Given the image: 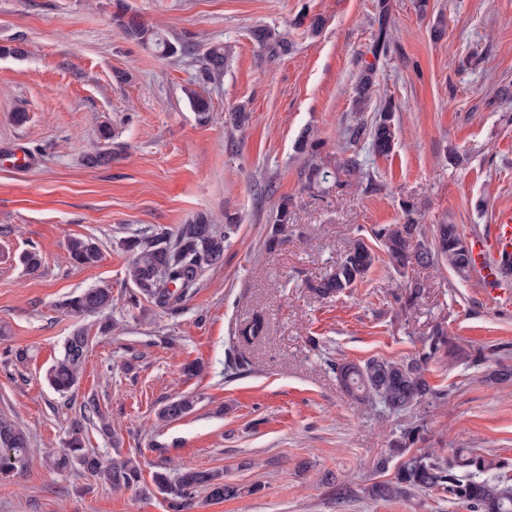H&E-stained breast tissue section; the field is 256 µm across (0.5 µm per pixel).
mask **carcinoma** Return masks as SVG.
I'll return each instance as SVG.
<instances>
[{
	"label": "carcinoma",
	"mask_w": 512,
	"mask_h": 512,
	"mask_svg": "<svg viewBox=\"0 0 512 512\" xmlns=\"http://www.w3.org/2000/svg\"><path fill=\"white\" fill-rule=\"evenodd\" d=\"M378 29L375 51L386 48L388 42L387 6L377 3ZM113 20L126 38L154 49L163 58H171L188 50L185 44H175L162 33L146 25L138 16L120 8ZM256 39L274 54L286 55L291 49L288 39L274 28L256 30ZM224 70V47H212L206 54L205 72L219 74ZM374 71H363L356 86L355 106L366 108L370 101ZM185 95L199 120L208 121L210 105L196 91L187 88ZM396 138L392 105L376 109L371 123L358 122L344 131L345 149L368 144L374 154L388 155ZM91 166H105L112 162V150L101 147L85 156ZM288 204L280 206L277 218L267 240L272 248L279 243L283 226L289 223ZM238 225L226 224L220 230L207 218L180 225L171 231L155 226L142 235L121 241L123 249L133 255L128 269L134 288L127 302L137 306L146 300L164 311H175L194 293L198 280L207 267L223 264L224 248L236 234ZM372 237L379 243L389 266L406 276L413 264L454 271L459 276L471 272L472 263L468 240L456 224H438L433 239H428L422 225L409 217L402 224H381L371 228ZM67 251L77 265H92L99 259V248L90 238H72ZM378 255L365 239H356L336 267L313 286L323 297H334L352 290L362 282ZM424 293L420 282L406 283L396 296L402 312L411 310ZM112 289L89 288L69 297L63 304L65 313L74 318L97 314L112 306ZM263 317L257 315L251 323L239 330V339L250 343L264 332ZM417 356L390 359L381 356L362 361L338 360L333 364L338 386L353 402L366 412L383 413L404 418L391 442L387 457L376 466L378 472L389 469L396 462L391 478L374 481L364 493L375 501L408 499L417 494L437 492L443 497L466 505L470 512H512V485L506 481L508 462L480 454L471 448H458L443 456L417 444L425 440V424L413 417L414 411L426 404L448 397V391L439 389L426 379L430 361L442 357L469 360L473 364L487 361L483 348L463 354L448 336L442 325H434L421 340ZM89 349V336L82 329L67 337L60 356L46 374L48 385L64 396L78 384ZM197 398L184 394L165 400L156 411L158 423H172L191 414ZM69 453L53 461L58 471L78 463L96 481L114 490L139 488L144 484L140 463L131 457L106 462L94 452L84 449L83 425L70 427L66 440ZM29 440L26 432L15 422L0 417V478L20 476L29 466ZM152 483L164 496L170 512H187L195 493L202 490L207 500L222 502L244 494H254L257 486L240 487L224 482V474L216 470L186 469L171 473L165 469L152 474Z\"/></svg>",
	"instance_id": "obj_1"
}]
</instances>
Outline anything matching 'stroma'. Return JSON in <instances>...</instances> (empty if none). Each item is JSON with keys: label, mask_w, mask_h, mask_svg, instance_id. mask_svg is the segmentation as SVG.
I'll use <instances>...</instances> for the list:
<instances>
[{"label": "stroma", "mask_w": 512, "mask_h": 512, "mask_svg": "<svg viewBox=\"0 0 512 512\" xmlns=\"http://www.w3.org/2000/svg\"><path fill=\"white\" fill-rule=\"evenodd\" d=\"M124 2L190 52L163 58L126 38L115 0H0V45L23 50L0 56V151L20 146L35 160L29 170L0 164V415L27 432L32 458L20 477L0 479V512H168L155 488L115 491L81 466L52 468L49 455L78 419L87 449L105 459L135 457L148 475L220 469L225 482L259 487L221 503L197 494L192 512H467L435 493L336 505L325 474L356 489L377 481L398 423L353 404L328 363L415 356L437 323L464 352L512 353V309L475 276L415 264L402 276L383 257L351 292L322 298L312 286L373 225L410 216L426 233L455 224L470 236L512 212V0H386L391 38L381 55L371 49L376 0ZM265 26L286 34L288 54L258 44L253 32ZM216 44L229 54L207 80L202 61ZM370 64L373 105L360 112L353 87ZM188 87L208 99V122L191 109ZM387 100L399 107L393 151L347 171L345 128L371 121ZM239 105L248 125H225ZM104 126L113 160L86 166L82 151ZM305 138L323 142L319 154L300 151ZM315 166L327 182H308ZM283 204L291 220L271 248ZM200 214L239 226L223 264L204 271L179 311L129 309L121 240ZM75 237L94 239L97 263L69 260ZM28 250L42 256L32 274L18 261ZM407 277L427 291L404 314L394 296ZM103 286L111 310L62 311L67 297ZM258 314L263 335L240 344ZM106 322L115 328L104 335ZM78 327L89 351L63 397L46 372ZM235 346L247 360L241 372L225 360ZM18 349L26 362H16ZM190 363L200 367L191 376ZM494 367L429 363L428 380L448 397L417 411L425 447L512 463V381L483 383ZM183 394L197 397L195 411L156 426L162 402ZM90 401L98 413L87 419ZM104 421L119 446L101 433Z\"/></svg>", "instance_id": "1"}]
</instances>
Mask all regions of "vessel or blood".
I'll return each instance as SVG.
<instances>
[{"mask_svg":"<svg viewBox=\"0 0 512 512\" xmlns=\"http://www.w3.org/2000/svg\"><path fill=\"white\" fill-rule=\"evenodd\" d=\"M469 247L473 268L483 285L490 288L503 305L512 307V290L502 283L505 264L512 260V222L506 220L491 225L486 233L472 235Z\"/></svg>","mask_w":512,"mask_h":512,"instance_id":"1","label":"vessel or blood"}]
</instances>
